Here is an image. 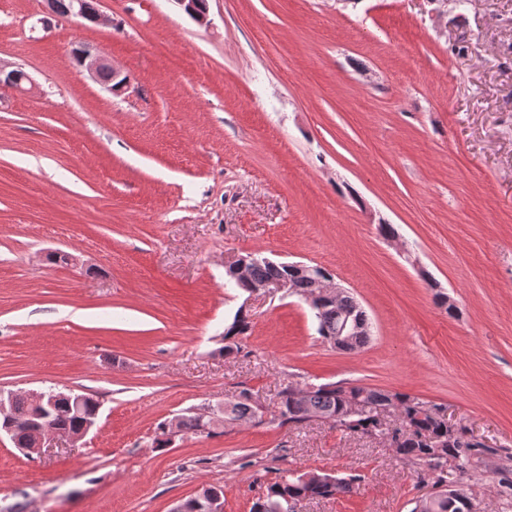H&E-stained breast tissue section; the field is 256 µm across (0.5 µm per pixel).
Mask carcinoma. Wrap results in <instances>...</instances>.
<instances>
[{"label":"carcinoma","mask_w":512,"mask_h":512,"mask_svg":"<svg viewBox=\"0 0 512 512\" xmlns=\"http://www.w3.org/2000/svg\"><path fill=\"white\" fill-rule=\"evenodd\" d=\"M285 280L291 283V293L310 301L318 322L317 332L330 345L336 347L340 337L336 332L345 320L364 322L367 320L365 311L349 293L337 294L331 299H314L311 276L301 274L285 265L267 264L260 258H255L251 264L249 280L240 284L239 288L246 289L250 284L269 281ZM249 330V322L244 316H235L233 323L224 333L227 344L222 352L230 355L239 351L232 339L243 335ZM379 405H389L397 413L400 426L389 429L379 425L376 417L370 413L350 415V399L362 393ZM252 393L244 389L237 400L227 406L226 419L230 421L247 420L262 422L251 403ZM98 406V401L88 398L80 407L69 401L68 395L58 399L51 410L48 424L50 427L66 432H76L90 413ZM438 407L430 405L419 398L401 392H390L359 384L323 383L315 386L305 402L294 397V386L288 385L279 393V424L299 426L307 422L309 412L331 419L337 429L346 434H361L381 436L390 442V447L403 458L413 463L440 473L438 479H443L448 460L435 457V449L430 441L448 442V425L436 420ZM13 411L19 418H26L35 412L32 401L27 396H13ZM209 425L208 419H202L196 413L181 416L180 428L184 434L198 435ZM353 479L334 477V480L305 482L302 477L283 476L270 484L265 494L253 504L252 512H287L288 501L302 493L312 498L330 499L345 496L352 491Z\"/></svg>","instance_id":"cac0c4a2"}]
</instances>
